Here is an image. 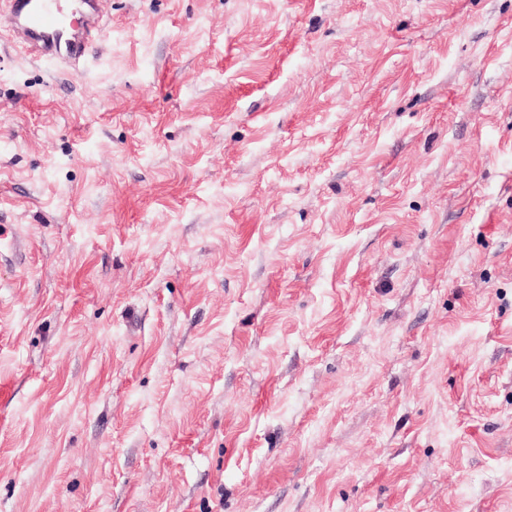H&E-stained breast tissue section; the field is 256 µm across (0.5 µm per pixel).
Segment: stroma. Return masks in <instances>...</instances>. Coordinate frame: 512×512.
<instances>
[{
  "instance_id": "obj_1",
  "label": "stroma",
  "mask_w": 512,
  "mask_h": 512,
  "mask_svg": "<svg viewBox=\"0 0 512 512\" xmlns=\"http://www.w3.org/2000/svg\"><path fill=\"white\" fill-rule=\"evenodd\" d=\"M0 0V512H512V0ZM100 1L6 0L15 20L16 38L37 56L64 61L75 70L98 34ZM77 13L80 23L74 18Z\"/></svg>"
}]
</instances>
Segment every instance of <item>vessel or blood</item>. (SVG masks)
<instances>
[{"instance_id": "vessel-or-blood-1", "label": "vessel or blood", "mask_w": 512, "mask_h": 512, "mask_svg": "<svg viewBox=\"0 0 512 512\" xmlns=\"http://www.w3.org/2000/svg\"><path fill=\"white\" fill-rule=\"evenodd\" d=\"M100 0H8L17 39L39 57L78 67L98 33Z\"/></svg>"}]
</instances>
